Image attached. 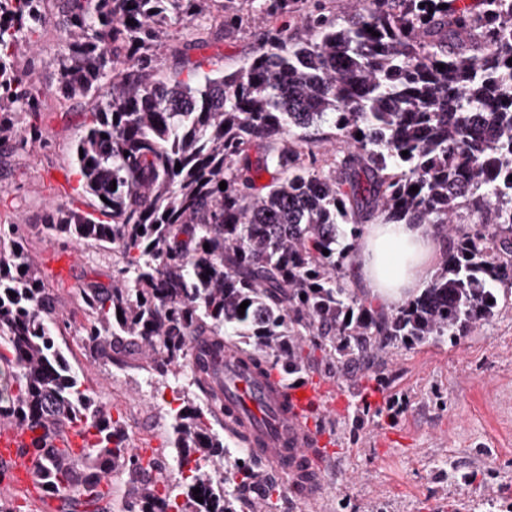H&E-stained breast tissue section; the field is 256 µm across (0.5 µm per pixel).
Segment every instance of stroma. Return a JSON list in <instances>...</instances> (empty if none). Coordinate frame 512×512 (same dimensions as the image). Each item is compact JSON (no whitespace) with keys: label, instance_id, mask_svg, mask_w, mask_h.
I'll return each instance as SVG.
<instances>
[{"label":"stroma","instance_id":"1","mask_svg":"<svg viewBox=\"0 0 512 512\" xmlns=\"http://www.w3.org/2000/svg\"><path fill=\"white\" fill-rule=\"evenodd\" d=\"M217 2L232 4L241 25L204 46L195 45L189 28L172 29L167 44L155 51L153 79L186 78L187 60L204 73H229L257 54L272 30L252 21L259 0ZM46 13L24 55L44 100L37 121L41 136L27 151L0 160V216H17L30 227L28 252L61 315L70 319L55 336L70 371L121 420L144 456L170 460L172 416L194 391L190 368L161 376L136 355L117 366L84 351L77 326L85 317L76 286L90 279L109 282L117 257L64 238L51 243L36 231L61 206L96 212L71 155L89 113L112 95L106 78L92 97L61 100L59 5H49ZM69 251L76 261L57 270ZM496 295L493 315L461 335L414 347L395 343L355 372L327 369L322 352L312 351V378L345 402L320 422L335 437L325 494L307 506L284 483H271L256 470L248 478L254 512H512V288L497 287Z\"/></svg>","mask_w":512,"mask_h":512}]
</instances>
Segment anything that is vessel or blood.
Returning a JSON list of instances; mask_svg holds the SVG:
<instances>
[{
    "instance_id": "b4317fda",
    "label": "vessel or blood",
    "mask_w": 512,
    "mask_h": 512,
    "mask_svg": "<svg viewBox=\"0 0 512 512\" xmlns=\"http://www.w3.org/2000/svg\"><path fill=\"white\" fill-rule=\"evenodd\" d=\"M240 359L236 349H225L220 375L225 409L248 431L250 451L259 457L264 472L286 481L298 500L317 502L325 493L329 459L324 450L333 444L318 420L331 411V401L314 383L289 382L274 370L264 377L249 375ZM33 438L25 425L0 422V469L18 479L32 480L36 462L21 456L20 450Z\"/></svg>"
}]
</instances>
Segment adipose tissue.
Listing matches in <instances>:
<instances>
[{"label": "adipose tissue", "mask_w": 512, "mask_h": 512, "mask_svg": "<svg viewBox=\"0 0 512 512\" xmlns=\"http://www.w3.org/2000/svg\"><path fill=\"white\" fill-rule=\"evenodd\" d=\"M443 249L429 224H367L350 266L375 306L392 311L420 294Z\"/></svg>", "instance_id": "obj_1"}]
</instances>
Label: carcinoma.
<instances>
[{
    "label": "carcinoma",
    "instance_id": "carcinoma-1",
    "mask_svg": "<svg viewBox=\"0 0 512 512\" xmlns=\"http://www.w3.org/2000/svg\"><path fill=\"white\" fill-rule=\"evenodd\" d=\"M47 2L0 0V155L26 150L19 116L42 112L40 87L16 61ZM214 2L61 0V93L87 97L113 75L73 153L110 222L60 207L42 233L120 258L108 283L78 286L83 347L115 365L143 354L161 376L184 362L196 392L171 424L174 477L165 460L136 454L120 420L64 369L53 339L62 318L23 246L26 225L0 224V362L12 368L0 418L43 430L21 452L38 459V487L59 512L108 499L103 477L117 465L133 491L124 512H238L224 485L253 460L219 471L228 450L208 422L224 405L212 386L224 345L262 374L310 372L306 346L348 372L393 342L459 335L491 316L496 285L512 286V0H367L341 22L310 0L305 37L272 35L288 51L262 48L200 83L150 81L173 27L194 28L203 45L238 25ZM323 122L344 149L320 166L304 160L295 130ZM264 174L275 184L262 194ZM465 212L475 227L461 224ZM372 218L452 236L429 286L393 314L351 292L350 248H336ZM72 431L85 436L75 457L56 446Z\"/></svg>",
    "mask_w": 512,
    "mask_h": 512
}]
</instances>
